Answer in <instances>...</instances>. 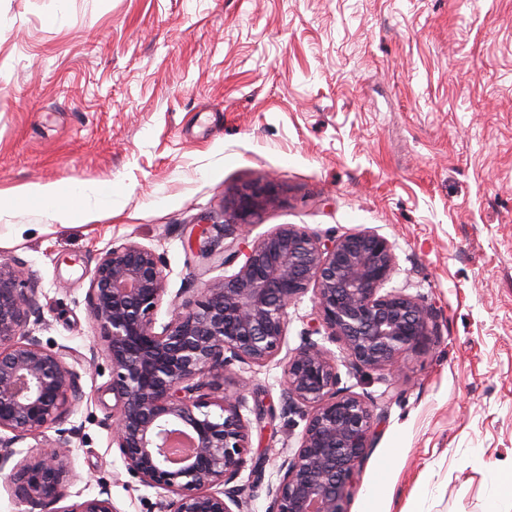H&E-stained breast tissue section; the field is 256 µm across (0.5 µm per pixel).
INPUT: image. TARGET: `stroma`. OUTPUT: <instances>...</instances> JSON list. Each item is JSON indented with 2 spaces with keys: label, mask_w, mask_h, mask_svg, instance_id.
I'll return each mask as SVG.
<instances>
[{
  "label": "stroma",
  "mask_w": 512,
  "mask_h": 512,
  "mask_svg": "<svg viewBox=\"0 0 512 512\" xmlns=\"http://www.w3.org/2000/svg\"><path fill=\"white\" fill-rule=\"evenodd\" d=\"M61 182L112 201L84 197L69 223L0 214V261L37 275L36 334L70 350L86 393L63 424L68 501L159 498L112 452L97 397L99 257L155 250L167 322L179 289L224 275L188 251L195 223L270 182L252 237L375 231L394 245L390 288L434 310L398 376L342 377L380 417L347 512H488L493 495L512 512V0H0V190ZM282 375L276 359L224 375L274 411L252 424L243 512H267L305 426L280 412Z\"/></svg>",
  "instance_id": "stroma-1"
}]
</instances>
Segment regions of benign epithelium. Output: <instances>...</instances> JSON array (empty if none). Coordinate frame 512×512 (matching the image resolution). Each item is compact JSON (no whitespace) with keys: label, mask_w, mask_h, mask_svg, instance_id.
I'll return each mask as SVG.
<instances>
[{"label":"benign epithelium","mask_w":512,"mask_h":512,"mask_svg":"<svg viewBox=\"0 0 512 512\" xmlns=\"http://www.w3.org/2000/svg\"><path fill=\"white\" fill-rule=\"evenodd\" d=\"M276 201L270 184L241 190L224 214L223 248L209 228L193 234L190 251L236 270L197 288H182L171 319L157 324L166 294L160 256L136 242L97 261L87 306L103 341L111 379L112 447L127 472L161 489L157 512H242L236 480L246 464L251 421L245 396L224 391L236 364L262 367L286 344L288 308L313 291L315 318L301 344L283 358L282 410L306 421L293 455L279 468L268 512H345L372 448L379 416L373 398L341 386L336 354L356 374L398 371L400 360L432 330V309L384 286L396 273L393 244L373 231L323 239L281 224L249 240L250 219ZM39 281L18 258L0 262V478L31 509L118 512L108 491L62 506L71 477L66 438L45 440L7 468L13 446L59 425L86 394L69 351L43 345L29 328L39 317ZM322 338H313V335ZM216 406L220 413L211 412ZM192 452L173 461V437Z\"/></svg>","instance_id":"benign-epithelium-1"}]
</instances>
